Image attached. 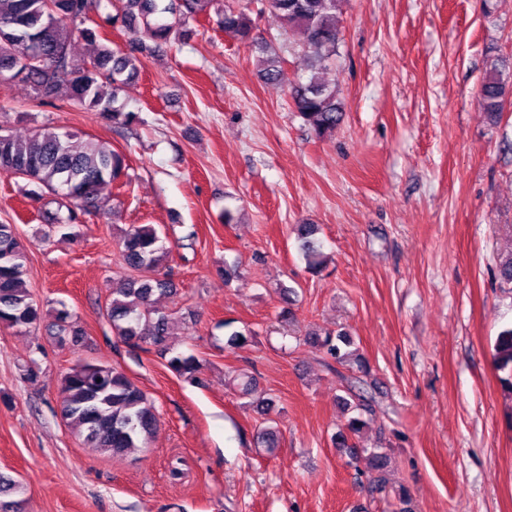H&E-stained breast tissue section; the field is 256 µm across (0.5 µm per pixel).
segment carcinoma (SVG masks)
I'll list each match as a JSON object with an SVG mask.
<instances>
[{
  "instance_id": "obj_1",
  "label": "carcinoma",
  "mask_w": 512,
  "mask_h": 512,
  "mask_svg": "<svg viewBox=\"0 0 512 512\" xmlns=\"http://www.w3.org/2000/svg\"><path fill=\"white\" fill-rule=\"evenodd\" d=\"M50 12L45 0H0V73L28 83L40 100L53 104L63 93L72 104L98 113L101 119L127 128L139 121L135 112L117 104L118 90L140 76L142 58L161 48L179 43L188 36L186 19L214 11L220 26L234 31L242 41L265 56L261 79L270 85L281 83L284 61L270 53L266 39L245 12L230 0H114L112 25L139 35L125 50L101 42L99 27H88L89 16L100 12L102 0H54ZM340 0H267L268 10L288 31L303 36L302 52L307 61V78H298L291 97L304 124L318 137L333 133L341 124L344 108L336 85L323 78L341 39L336 26ZM169 13L173 19L166 21ZM80 37L96 46L88 59L76 63L71 42ZM37 42L42 62L23 63L28 40ZM512 93V71L508 59L491 56L479 87L481 109L493 118L504 112L506 98ZM125 156L95 141L71 134L38 128L21 139L11 133L0 134V172L18 173L35 188L26 195L39 200L53 195L57 208L43 213L48 232L74 238L81 225L78 215H89L96 208L102 185L125 176ZM316 227L304 224L299 230L300 249L310 267L321 269L320 251L315 245ZM122 256L131 268L140 272L156 271L165 257L158 231L149 225H133L122 237ZM25 253L11 224H0V324L28 329L41 320V309L32 299L26 280ZM496 277L502 285L512 286V253L496 264ZM175 291L171 279L141 277L126 279L112 289L109 303L112 329L130 348L161 355L169 353V315L153 308L156 292ZM53 327L57 335L76 346L82 330L70 320L67 309H57ZM309 342L336 363L348 367V397L341 398L344 410L357 415L348 419L346 432L339 433L341 446L355 450L356 458L366 461L375 476L369 479V492L385 488L388 465L385 449L354 448L348 435L359 433L375 421L373 396L361 390L367 365L353 338L343 330L315 333ZM504 389L512 393V327L504 329L495 357ZM169 367L181 376L192 378L200 364L190 354H177ZM238 387L252 404L268 413L273 401L259 388L255 376L246 372L236 376ZM60 414L68 426L97 452L122 455L132 448L145 447L157 428V416L146 395L123 372L108 364L79 359L65 374L60 389Z\"/></svg>"
}]
</instances>
